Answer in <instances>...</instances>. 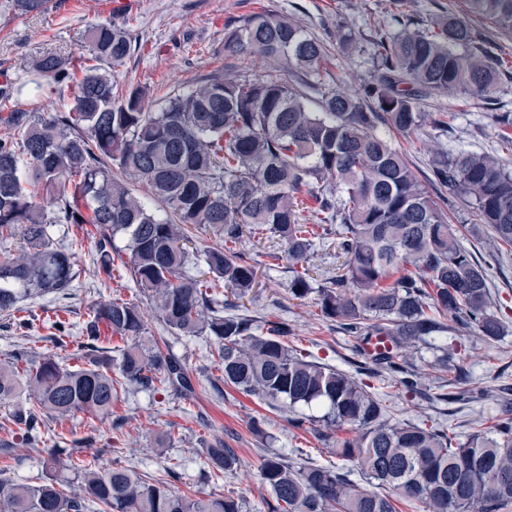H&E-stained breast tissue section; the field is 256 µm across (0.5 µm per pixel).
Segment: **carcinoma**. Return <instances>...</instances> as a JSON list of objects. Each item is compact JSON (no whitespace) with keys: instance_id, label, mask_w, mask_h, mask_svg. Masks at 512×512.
I'll return each instance as SVG.
<instances>
[{"instance_id":"obj_1","label":"carcinoma","mask_w":512,"mask_h":512,"mask_svg":"<svg viewBox=\"0 0 512 512\" xmlns=\"http://www.w3.org/2000/svg\"><path fill=\"white\" fill-rule=\"evenodd\" d=\"M476 20L512 37V0H461L427 26L398 19L394 32L375 28L377 78L356 95L325 91L315 109L286 80L221 74L167 97L159 110L140 85L118 98L112 66L130 56L132 40L112 22L85 27L77 66L50 54L32 58L36 89L46 79L75 93L67 110L36 115L22 108L20 90L0 88V125L9 131L0 138V239L23 240L19 254L0 258V313L73 286L72 253L52 243L49 225L95 227L101 279H112L114 241L124 235L127 268L156 317L180 336L213 337L224 384L292 412L327 406L310 429L320 441L348 433L336 439L334 465L263 456L267 512H398L402 501L425 512H500L512 503L511 416L455 442L438 423H392L382 398L356 375L288 346L287 322L263 327L237 312L257 270L235 245L256 237L288 246L291 299L314 298L324 317L363 342L389 338L392 350L372 359L370 377L395 378L418 392L414 355L436 350L433 366L448 368L452 354L438 341L450 321L489 339L503 335L489 313L485 269L379 131L405 134L422 125L428 114L420 104L433 94L492 93L506 71L479 38ZM225 47L291 74L317 73L325 60L322 43L266 9L244 17ZM432 172L472 202L492 230L491 249L512 247V171L490 154L437 147ZM132 181L163 209L136 195ZM307 198L314 206L305 207ZM187 224L211 227L224 246L198 256L188 249ZM333 233L344 273L320 281L308 259L315 241ZM197 261L213 281L186 274ZM84 332L85 366L51 356L21 366V354L0 364V401L21 391L31 399L3 420L34 449L45 443V417L110 418L130 386L160 394L188 384L178 360L140 344L145 321L137 305L114 298L97 306ZM114 337L124 342L117 364L112 348L98 345ZM60 443L45 449L41 483L0 478V512H88L92 504L96 512H243L231 495L191 499L129 466L85 460L78 441ZM207 455L209 478L240 464L237 449L221 441Z\"/></svg>"}]
</instances>
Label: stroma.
<instances>
[{"mask_svg":"<svg viewBox=\"0 0 512 512\" xmlns=\"http://www.w3.org/2000/svg\"><path fill=\"white\" fill-rule=\"evenodd\" d=\"M262 9L278 10L325 46L321 75L306 89L314 101L328 89L357 93L376 73L371 42L375 26L390 32L397 28L393 0H50L46 11L27 14L15 11L10 0H0V74H8L12 83L20 85L29 78L28 62L33 56L54 52L78 60L80 31L90 22L112 20L128 30L135 44L134 52L112 69L114 90L122 92L129 81H138L148 88L153 106L214 73L278 78L282 72L277 66L224 47L226 32ZM343 33L352 35L350 45L340 43ZM421 109L435 120L448 117L447 127L437 126L434 120L410 133L393 134L392 141L423 185L431 183L430 151L436 146L494 155L512 169V147L503 142L504 135L512 136V125L499 120L501 113H512L511 77L499 80L490 96L434 95L422 102ZM444 197L449 224L459 228L461 243L474 252L487 273L492 295L489 311L503 322L506 332L493 340L473 328L449 332L454 358L447 371L433 369L429 353L416 362L418 384L427 389V396L408 393L394 381L373 378L369 384L384 397L390 420L418 425L435 420L462 438L477 425L496 421L503 411L500 388L512 385V248L488 251L483 242L489 230L473 205L449 191ZM245 250L259 280L254 294L244 300L245 313L261 321H286L291 329L286 338L289 346L316 361L350 370L355 339L325 319L313 300L289 298L285 245L254 239L246 242ZM95 256V240L85 236L72 256L77 278L69 293L26 300L29 329L17 330L8 316L0 314V361L24 350L34 360L52 354L61 364L75 365L82 325L92 307L118 296L140 307L146 324L143 343L160 344L164 352L178 358L193 390L155 395L135 389L123 395L115 408L116 415L125 419L122 427H115L109 418L97 420L78 413L62 424L47 420L49 434L61 433L73 440L95 433V441L85 445L84 451L86 457H97L99 466L120 462L144 475L170 479L174 487L194 498L229 494L242 499L243 512H266L258 476L262 455L298 448L302 460L335 462L332 446L294 428L290 412L272 410L263 400L231 386L214 390L210 381L221 372L210 356L213 338L179 336L167 330L124 267H116L111 280L97 278ZM59 316L71 325L69 337L61 342L52 326ZM445 381L454 390L466 392L465 401H439ZM260 415L266 424L259 436L249 426ZM4 439L13 442L14 451L8 457L0 454V475L39 484L44 475L43 452L25 445L20 434L0 430V440ZM220 440L237 449L241 465L202 480L199 474L208 466L206 450ZM171 467L176 468V476L168 475Z\"/></svg>","mask_w":512,"mask_h":512,"instance_id":"stroma-1","label":"stroma"}]
</instances>
